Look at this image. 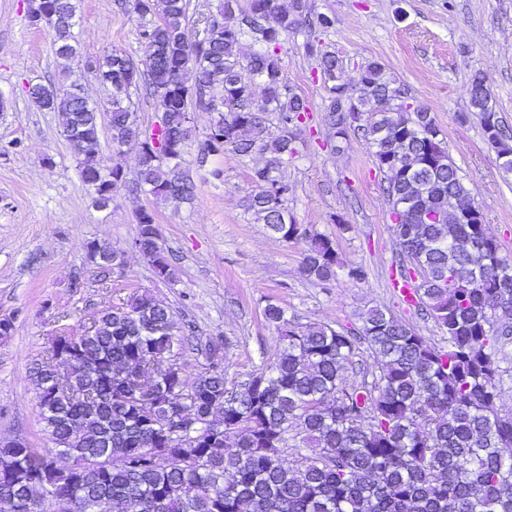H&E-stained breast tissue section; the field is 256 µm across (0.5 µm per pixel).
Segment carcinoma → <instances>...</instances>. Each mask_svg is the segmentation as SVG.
Instances as JSON below:
<instances>
[{
  "instance_id": "cac0c4a2",
  "label": "carcinoma",
  "mask_w": 512,
  "mask_h": 512,
  "mask_svg": "<svg viewBox=\"0 0 512 512\" xmlns=\"http://www.w3.org/2000/svg\"><path fill=\"white\" fill-rule=\"evenodd\" d=\"M135 13L145 58L114 49L93 61L112 89V147L138 150L135 182L96 160L99 109L83 101L81 84L30 91L58 114L66 139L85 145L80 173L96 202L121 186L161 201L194 197L195 184L180 172L192 105L215 113L207 152L266 155L252 171L247 210L279 239L302 235L288 213L281 168L294 152L291 128L309 105L288 85L279 50L334 20L304 14L303 0H248L244 9L224 0L202 17L192 42L187 0H136ZM51 36L56 57L79 54L73 27L60 23ZM244 40L257 49L242 61ZM306 45L327 83L326 118L337 136L352 129L347 112L372 107L362 136L389 174L392 208L411 203L401 224L390 213L400 271L423 270L426 282L414 296L446 345H432L379 307L347 331L292 324L270 303L265 316L282 341L273 362L241 384L215 362L190 381L183 365L168 366L176 354L170 307L147 291L133 294L102 309L92 335L52 340L49 358L64 369L34 378L52 447H0V512H39V502L58 498L79 502L83 512L135 501L147 505L142 512H512V415L499 411L497 361L498 344L512 336V256L489 225L461 223L457 204L472 200V191L446 148L428 144L441 133L428 108L405 103L381 62L364 64L352 87L336 82L342 59L312 40ZM142 88L164 113L149 135L131 109V91ZM469 94L501 170L512 172V131L482 76H473ZM266 112L278 114L279 133L266 128ZM138 224L139 252L157 276L173 277L155 211L141 210ZM89 257L123 265L104 241L91 243ZM339 267L333 240L310 236L301 273L328 281ZM363 351L372 369L347 386L343 372ZM289 448L298 460L287 467Z\"/></svg>"
}]
</instances>
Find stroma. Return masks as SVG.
I'll return each instance as SVG.
<instances>
[{"instance_id": "stroma-1", "label": "stroma", "mask_w": 512, "mask_h": 512, "mask_svg": "<svg viewBox=\"0 0 512 512\" xmlns=\"http://www.w3.org/2000/svg\"><path fill=\"white\" fill-rule=\"evenodd\" d=\"M306 7L334 17L320 40L342 58L347 83H357L367 61H381L405 103L433 113L486 224L512 254V175L502 174L479 117L465 125L456 119L468 112L470 81L478 74L498 117L512 128V0H307ZM77 20L81 51L64 61L53 53L49 31L32 25L27 0H0V318L13 320L11 335L0 338V437L49 446L33 384L36 364L53 336L83 332L100 309L138 292L170 307L177 333L193 327L199 342L220 344L228 377L238 383L279 352V330L264 316L270 303L293 322L336 329L359 328L362 314L378 306L442 344L434 320L391 286L399 246L387 175L361 133L341 139L326 122L328 93L306 36L289 38L280 51L289 85L310 106L282 175L295 222L336 243L342 267L328 282L301 275L305 239H276L246 210L250 175L264 155L203 154L211 113H191L181 170L197 185L192 203L121 188L109 206L95 204L57 113L37 107L28 89L77 79L94 103L106 106L111 91L90 60L115 48L139 59L143 50L133 8L121 0H78ZM216 169L221 177H213ZM143 209L157 215L160 243L176 260L174 280L158 278L134 247ZM95 240L122 251L123 267L98 269L88 255ZM356 266L364 268V280L348 276Z\"/></svg>"}]
</instances>
